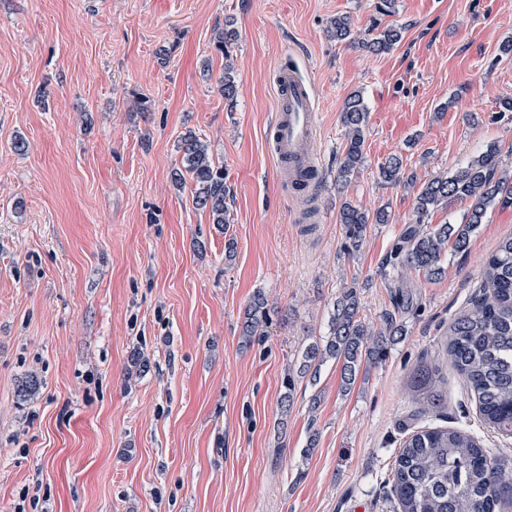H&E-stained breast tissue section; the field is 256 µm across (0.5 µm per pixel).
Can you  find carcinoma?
<instances>
[{
	"instance_id": "cac0c4a2",
	"label": "carcinoma",
	"mask_w": 512,
	"mask_h": 512,
	"mask_svg": "<svg viewBox=\"0 0 512 512\" xmlns=\"http://www.w3.org/2000/svg\"><path fill=\"white\" fill-rule=\"evenodd\" d=\"M328 33L338 42L354 39L345 17L330 21ZM402 39L401 29L387 26L372 35L364 47L375 54L391 51ZM224 100L233 102L237 79L231 64H224L220 81ZM368 110L359 94L350 96L342 112L346 131V152L337 169L336 184L346 186L363 162ZM182 169L174 172L181 183L189 175L194 184L193 203L209 212L212 223H229L230 189L224 169L218 167L208 145L188 134L181 140ZM380 178L391 184H413L414 176H404L399 157L388 158L379 170ZM450 199L469 202L458 224L423 226L424 217ZM512 207V176L504 174L499 151L490 146L451 175H437L422 183L416 196L415 223L407 225L384 264L423 273L437 280L445 273L448 247L465 251L472 235L484 223L492 206ZM385 224L388 215L374 216L346 203L340 211L347 253L359 250L370 223ZM270 318L266 296L256 293L244 315L241 337L247 345L264 335ZM406 335L403 322L392 313L383 319V328L374 330L361 316V303L354 286L345 287L336 298L329 330L320 340L302 350L297 368H288L283 379V413L290 411L296 382L309 377L317 383L322 366L333 361L341 366V380L348 390L370 365L384 360L391 346ZM448 361L477 401L483 423L496 433L512 437V236L503 239L483 264L479 295L461 308L441 337ZM441 376L431 365H420L411 374L408 391L422 413L444 407ZM392 492L399 512H504L512 507V458H490L480 441L453 427L422 428L403 441L391 469Z\"/></svg>"
}]
</instances>
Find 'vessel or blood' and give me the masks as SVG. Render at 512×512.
I'll list each match as a JSON object with an SVG mask.
<instances>
[{"label": "vessel or blood", "instance_id": "b4317fda", "mask_svg": "<svg viewBox=\"0 0 512 512\" xmlns=\"http://www.w3.org/2000/svg\"><path fill=\"white\" fill-rule=\"evenodd\" d=\"M276 113L269 138L279 160L290 174L314 170L317 115L312 107V88L295 70L276 76Z\"/></svg>", "mask_w": 512, "mask_h": 512}]
</instances>
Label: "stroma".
I'll return each mask as SVG.
<instances>
[{
	"mask_svg": "<svg viewBox=\"0 0 512 512\" xmlns=\"http://www.w3.org/2000/svg\"><path fill=\"white\" fill-rule=\"evenodd\" d=\"M0 0V512H397L389 470L415 406L406 380L439 365L445 409L489 456L512 437L487 428L436 341L478 291L485 259L512 235V207L489 209L446 274L383 267L415 221L418 183L496 145L512 174V0ZM374 20L402 28L379 55L330 39ZM229 54L215 49L225 25ZM234 103L218 91L225 63ZM313 87L316 215L271 152L275 74ZM368 108L363 163L345 191L341 112ZM209 145L233 200L213 224L176 185L181 139ZM399 156L416 185L385 183ZM391 220L344 249V203ZM235 254L226 258L225 244ZM358 283L382 323L396 283L414 307L407 334L343 391L340 367L282 379L336 297ZM265 336L243 346L256 292ZM143 365H136V357ZM315 448H308V440Z\"/></svg>",
	"mask_w": 512,
	"mask_h": 512,
	"instance_id": "stroma-1",
	"label": "stroma"
}]
</instances>
